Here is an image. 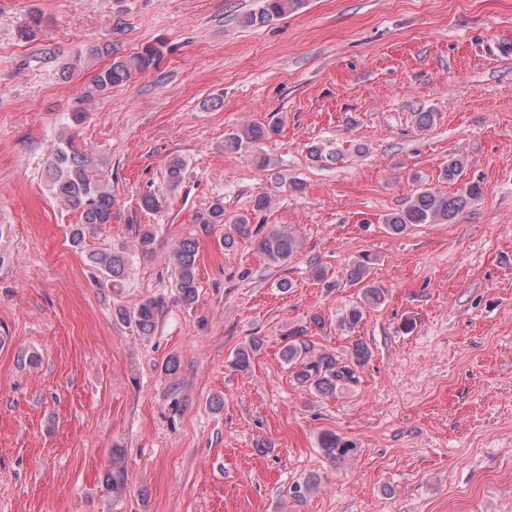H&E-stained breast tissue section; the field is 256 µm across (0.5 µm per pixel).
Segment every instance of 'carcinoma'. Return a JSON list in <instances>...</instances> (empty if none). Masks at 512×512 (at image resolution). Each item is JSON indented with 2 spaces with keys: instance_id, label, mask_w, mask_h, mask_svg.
I'll use <instances>...</instances> for the list:
<instances>
[{
  "instance_id": "carcinoma-1",
  "label": "carcinoma",
  "mask_w": 512,
  "mask_h": 512,
  "mask_svg": "<svg viewBox=\"0 0 512 512\" xmlns=\"http://www.w3.org/2000/svg\"><path fill=\"white\" fill-rule=\"evenodd\" d=\"M258 8L244 16L247 26L265 25L283 16L287 12L302 8L304 0H257ZM157 51L146 48L137 53L116 57L107 66L98 70L85 90L83 100L93 101L106 95L112 88L129 82L133 76L149 70L156 62ZM276 123L264 125L248 124L229 133L224 138V149L239 152L253 144L269 139L278 134ZM94 159L80 150L67 139L51 155L47 162V189L51 196L61 205L76 211L80 223L70 232L73 246L83 244L86 234L94 231L101 224L112 223L114 200L108 182L92 173ZM466 167V160L455 155L448 158V164L440 171L439 178L446 182H456ZM184 162L174 157L167 166L166 180L169 189H177L184 180ZM481 187L478 182H469L462 189L448 194L439 189L424 187L417 189L403 206L384 215L382 224L394 235L406 232L417 224H446L471 201L480 197ZM166 205L163 194L147 193L141 196L140 207L148 211H159ZM200 224L224 223V204L215 200L208 210L198 217ZM253 229L246 216H239L224 232V247L230 249L236 239H245L252 235ZM156 237L148 227H135L133 252L143 256L155 250ZM200 244L197 239L187 237L180 240L173 249L171 259L177 273L176 289L178 301L187 308L193 307L198 299V280L196 276L197 258ZM303 248V240L297 232L284 226H273L257 241V249L267 263L274 267L288 264ZM92 265L112 284L119 285L125 280L131 261L126 248L97 251L88 255ZM375 258L370 253L355 260L343 277L351 286L360 288L359 302L347 309L336 321V327L352 333L364 318V312L378 305L385 297L384 289L372 277ZM311 276L323 287L333 290L340 286L338 276L320 264L311 267ZM163 302L147 300L129 311L123 307L115 308L113 315L123 322L134 325L143 336L155 331L162 315ZM308 328H297L285 337L282 358L293 369L294 379L301 386L314 389L320 394H334L337 389L355 380L356 367L363 364L368 356L367 344L361 339L351 343V360L348 364L337 361L336 357L313 351L311 342L306 339ZM263 339L254 336L247 346L239 349L231 361V366L238 371L249 369L251 355L260 350ZM321 448L325 455L334 462H341L354 454L353 442L332 432L322 435ZM124 462V450L112 449V461L103 475L106 487L112 494L119 496L127 489Z\"/></svg>"
}]
</instances>
